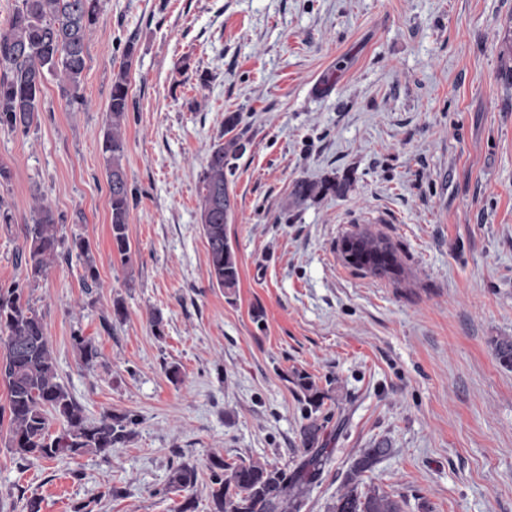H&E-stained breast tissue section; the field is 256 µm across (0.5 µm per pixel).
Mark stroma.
<instances>
[{
    "instance_id": "obj_1",
    "label": "stroma",
    "mask_w": 512,
    "mask_h": 512,
    "mask_svg": "<svg viewBox=\"0 0 512 512\" xmlns=\"http://www.w3.org/2000/svg\"><path fill=\"white\" fill-rule=\"evenodd\" d=\"M511 38L512 0H99L86 110L67 111L51 76L38 125L0 129L12 214L0 283L25 278L17 253L42 197L97 270L85 287L73 252L25 289L58 380L87 416L137 423L109 458L25 461L0 423V512L32 498L40 512H177L167 476L182 463L198 471L194 512H210V454L299 460L301 374L325 394L333 450L301 512H326L360 449L383 439L391 452L366 482L404 512H512V370L492 345L512 336ZM123 69L125 264L100 150ZM228 112L242 113L246 144L228 177L230 295L210 282L200 221ZM329 177L344 196L290 205L295 180ZM359 230L390 240L398 280L345 264L341 242ZM77 332L98 349L91 367Z\"/></svg>"
}]
</instances>
